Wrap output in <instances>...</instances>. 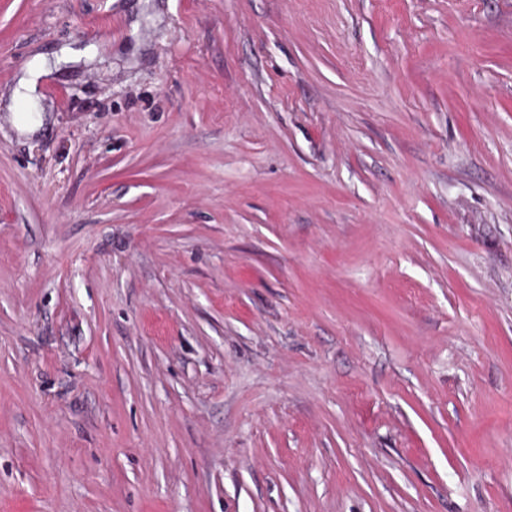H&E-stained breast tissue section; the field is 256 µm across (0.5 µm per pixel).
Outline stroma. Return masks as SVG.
<instances>
[{"label": "stroma", "instance_id": "obj_1", "mask_svg": "<svg viewBox=\"0 0 512 512\" xmlns=\"http://www.w3.org/2000/svg\"><path fill=\"white\" fill-rule=\"evenodd\" d=\"M0 512H512V0H0Z\"/></svg>", "mask_w": 512, "mask_h": 512}]
</instances>
